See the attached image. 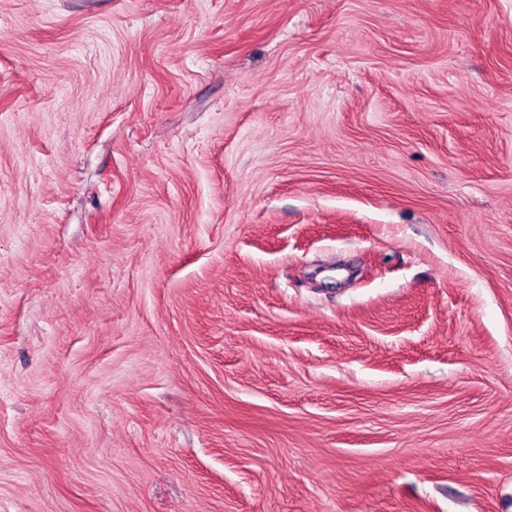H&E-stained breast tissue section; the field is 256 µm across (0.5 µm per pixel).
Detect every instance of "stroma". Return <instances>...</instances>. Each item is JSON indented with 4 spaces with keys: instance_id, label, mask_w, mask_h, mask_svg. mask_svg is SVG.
Instances as JSON below:
<instances>
[{
    "instance_id": "stroma-1",
    "label": "stroma",
    "mask_w": 512,
    "mask_h": 512,
    "mask_svg": "<svg viewBox=\"0 0 512 512\" xmlns=\"http://www.w3.org/2000/svg\"><path fill=\"white\" fill-rule=\"evenodd\" d=\"M0 512H512V0H0Z\"/></svg>"
}]
</instances>
